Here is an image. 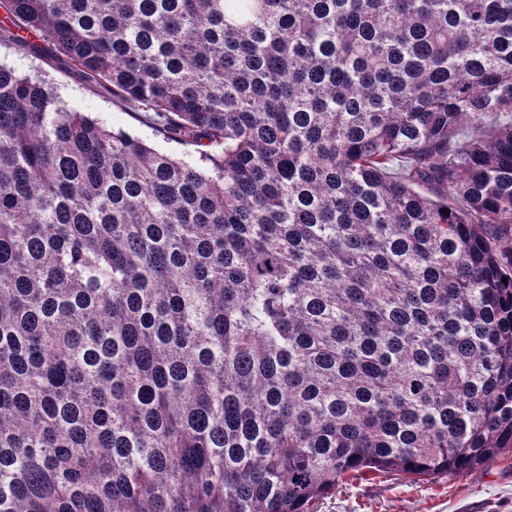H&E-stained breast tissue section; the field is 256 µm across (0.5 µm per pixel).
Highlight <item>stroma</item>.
<instances>
[{"instance_id":"35a3bbf8","label":"stroma","mask_w":512,"mask_h":512,"mask_svg":"<svg viewBox=\"0 0 512 512\" xmlns=\"http://www.w3.org/2000/svg\"><path fill=\"white\" fill-rule=\"evenodd\" d=\"M0 62L45 77L71 108L108 128L134 134L163 152H185L156 136L145 114L129 113L100 86L79 79L56 54L26 57L0 45ZM314 512H512V452L489 467L436 482L384 475L351 479L319 500Z\"/></svg>"}]
</instances>
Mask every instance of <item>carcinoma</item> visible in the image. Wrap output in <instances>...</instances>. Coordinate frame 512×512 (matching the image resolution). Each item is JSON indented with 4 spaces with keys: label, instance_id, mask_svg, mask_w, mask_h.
<instances>
[{
    "label": "carcinoma",
    "instance_id": "carcinoma-1",
    "mask_svg": "<svg viewBox=\"0 0 512 512\" xmlns=\"http://www.w3.org/2000/svg\"><path fill=\"white\" fill-rule=\"evenodd\" d=\"M0 8L198 154L0 64V512H310L512 449V0Z\"/></svg>",
    "mask_w": 512,
    "mask_h": 512
}]
</instances>
